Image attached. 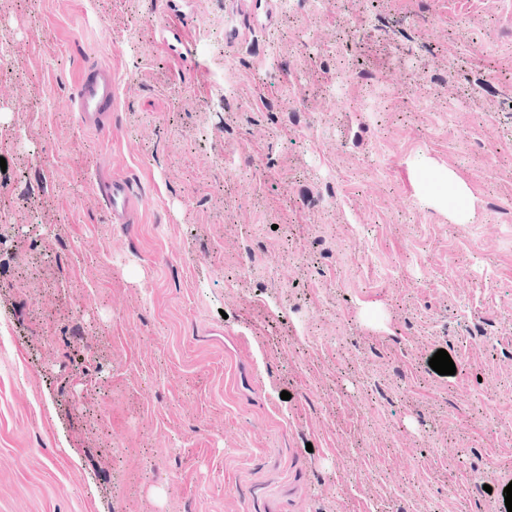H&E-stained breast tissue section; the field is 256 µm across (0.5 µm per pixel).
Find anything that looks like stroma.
Segmentation results:
<instances>
[{
	"mask_svg": "<svg viewBox=\"0 0 512 512\" xmlns=\"http://www.w3.org/2000/svg\"><path fill=\"white\" fill-rule=\"evenodd\" d=\"M2 35L0 512H497L512 0H0ZM114 92L112 70L106 66L92 67L71 103L84 124L97 127L112 109ZM103 192L110 222L112 224H127L131 204L129 186L121 180H109L103 183Z\"/></svg>",
	"mask_w": 512,
	"mask_h": 512,
	"instance_id": "1",
	"label": "stroma"
}]
</instances>
